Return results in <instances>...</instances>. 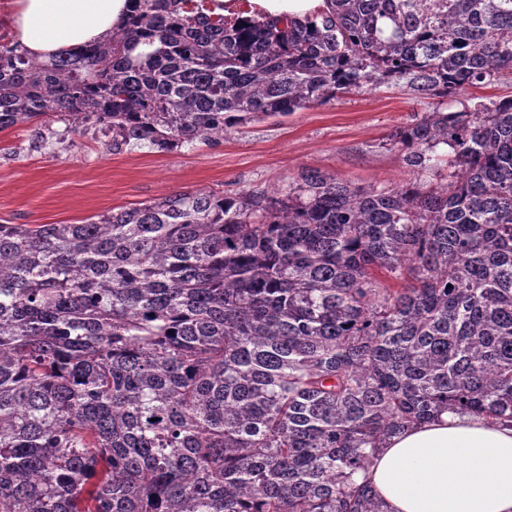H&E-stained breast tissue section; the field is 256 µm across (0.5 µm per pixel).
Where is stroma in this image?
<instances>
[{"label": "stroma", "mask_w": 512, "mask_h": 512, "mask_svg": "<svg viewBox=\"0 0 512 512\" xmlns=\"http://www.w3.org/2000/svg\"><path fill=\"white\" fill-rule=\"evenodd\" d=\"M430 107L408 87L383 86L170 151L146 144L115 150L108 129L75 134L54 116L38 130L18 125L0 133V224H82L196 190L270 191L312 168L359 186L400 185L414 174L388 139Z\"/></svg>", "instance_id": "stroma-1"}]
</instances>
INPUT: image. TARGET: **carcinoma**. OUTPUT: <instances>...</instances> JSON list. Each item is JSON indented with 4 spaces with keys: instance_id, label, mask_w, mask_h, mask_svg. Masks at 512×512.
Here are the masks:
<instances>
[{
    "instance_id": "cac0c4a2",
    "label": "carcinoma",
    "mask_w": 512,
    "mask_h": 512,
    "mask_svg": "<svg viewBox=\"0 0 512 512\" xmlns=\"http://www.w3.org/2000/svg\"><path fill=\"white\" fill-rule=\"evenodd\" d=\"M129 2L48 61L0 44V132L172 150L402 81L434 101L390 138L417 177L0 224V512H382L355 476L386 439L512 427V96L448 110L512 70V0ZM323 6L324 0H210L207 4L212 13L232 18L283 15L303 18L313 15Z\"/></svg>"
}]
</instances>
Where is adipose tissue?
Returning <instances> with one entry per match:
<instances>
[{"label":"adipose tissue","mask_w":512,"mask_h":512,"mask_svg":"<svg viewBox=\"0 0 512 512\" xmlns=\"http://www.w3.org/2000/svg\"><path fill=\"white\" fill-rule=\"evenodd\" d=\"M324 0H209L224 16L299 18ZM128 0H0L15 44L47 60L123 23ZM366 479L385 512H512V428L443 413L387 441Z\"/></svg>","instance_id":"1"}]
</instances>
